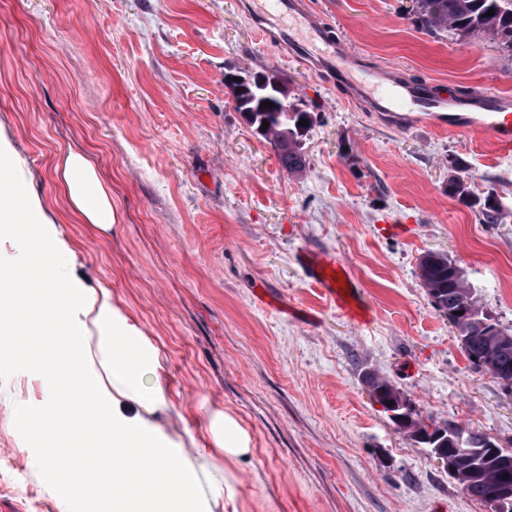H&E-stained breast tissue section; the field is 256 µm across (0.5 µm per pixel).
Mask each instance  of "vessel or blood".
Returning <instances> with one entry per match:
<instances>
[{
    "label": "vessel or blood",
    "instance_id": "vessel-or-blood-1",
    "mask_svg": "<svg viewBox=\"0 0 512 512\" xmlns=\"http://www.w3.org/2000/svg\"><path fill=\"white\" fill-rule=\"evenodd\" d=\"M269 7L282 18L303 19L309 38L320 45V64L330 65L333 76L346 83L350 100L364 102L371 111L384 113L404 127L428 125L452 135L487 136L502 156H512V98L486 88L461 99L435 96L428 83L409 84L387 71L363 68L359 55L335 41L303 0H270ZM300 266L329 305L355 324L370 322L371 308L340 256L305 250L300 254ZM41 453L55 463L51 481L69 485L72 472L68 462L74 449L50 441Z\"/></svg>",
    "mask_w": 512,
    "mask_h": 512
}]
</instances>
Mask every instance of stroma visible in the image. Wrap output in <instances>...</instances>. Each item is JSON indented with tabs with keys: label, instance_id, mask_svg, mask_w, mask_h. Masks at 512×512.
I'll return each mask as SVG.
<instances>
[{
	"label": "stroma",
	"instance_id": "1",
	"mask_svg": "<svg viewBox=\"0 0 512 512\" xmlns=\"http://www.w3.org/2000/svg\"><path fill=\"white\" fill-rule=\"evenodd\" d=\"M370 69L429 81L443 97L512 96L496 41L429 34L409 0H308ZM279 72L312 119L305 169L288 174L232 104L226 73ZM306 56L263 41L246 0H0V129L27 188L72 240L76 268L111 287L157 349L166 404L149 420L205 457L213 512H487L371 401L384 377L415 417L455 419L512 448V393L476 372L423 288L418 264L445 252L498 323L512 326V157L476 134L402 128L349 102ZM90 156L112 198L103 232L70 215L55 169ZM463 178L468 197L450 193ZM493 202L499 221L482 210ZM347 261L373 319L355 326L298 263ZM0 340V496L6 512H95L42 491L46 397L21 350ZM250 438L229 461L214 423ZM232 482L234 496L224 494Z\"/></svg>",
	"mask_w": 512,
	"mask_h": 512
}]
</instances>
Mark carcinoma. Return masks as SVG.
<instances>
[{"instance_id": "cac0c4a2", "label": "carcinoma", "mask_w": 512, "mask_h": 512, "mask_svg": "<svg viewBox=\"0 0 512 512\" xmlns=\"http://www.w3.org/2000/svg\"><path fill=\"white\" fill-rule=\"evenodd\" d=\"M493 15H488L489 10ZM413 10L422 27L432 34L454 32L461 36H490L512 57V0H414ZM303 112H253L250 127L274 147L282 167L289 173L305 168L300 137ZM268 122L261 130L262 121ZM420 278L437 310L457 325L461 348L473 369L499 379H512V327H504L483 310L473 288L458 265L447 254H434V263L420 266ZM498 471L486 462L479 474L461 484L468 496L486 502Z\"/></svg>"}]
</instances>
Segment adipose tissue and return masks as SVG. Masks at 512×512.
I'll use <instances>...</instances> for the list:
<instances>
[{"mask_svg": "<svg viewBox=\"0 0 512 512\" xmlns=\"http://www.w3.org/2000/svg\"><path fill=\"white\" fill-rule=\"evenodd\" d=\"M0 157L13 170L12 180L0 183V197H23L17 207L0 204V223L19 218L37 225L38 238L48 248L47 254L29 256L23 263L19 284L7 298L13 314L0 321V335L34 330L42 336L43 346L26 359L47 392L41 416L62 426L73 444L99 460L91 469L75 461L81 492L99 493L118 479L125 490L113 494L104 512H207L200 499L204 464L185 456L147 419L165 403L145 378L159 365L154 347L113 303L111 288L87 285L77 275L72 241L46 216L41 199L25 193V162L2 132ZM56 175L73 213L84 223L110 230L115 222L112 198L88 158L68 153ZM58 336L75 340L63 357L54 356L50 348ZM63 380L75 400L64 416L55 399ZM130 403L139 406L138 414H127ZM167 456L178 457L180 468L163 478L159 467Z\"/></svg>", "mask_w": 512, "mask_h": 512, "instance_id": "adipose-tissue-1", "label": "adipose tissue"}]
</instances>
